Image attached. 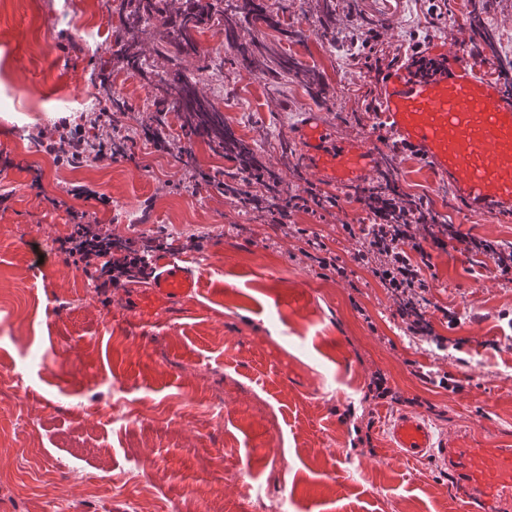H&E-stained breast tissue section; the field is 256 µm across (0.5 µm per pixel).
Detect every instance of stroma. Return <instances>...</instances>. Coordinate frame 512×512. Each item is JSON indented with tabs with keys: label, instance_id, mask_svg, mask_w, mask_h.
Wrapping results in <instances>:
<instances>
[{
	"label": "stroma",
	"instance_id": "1",
	"mask_svg": "<svg viewBox=\"0 0 512 512\" xmlns=\"http://www.w3.org/2000/svg\"><path fill=\"white\" fill-rule=\"evenodd\" d=\"M265 2L300 39L244 21L240 41L279 44L318 73V97L226 59L212 29L197 34L200 51L183 70L195 76L223 58L202 91L291 195L318 180L301 152L283 153L304 113L321 112L346 136L373 134L382 73L407 51L411 33L481 63L488 55L471 27L477 11L499 55L512 57V0H334L329 16L322 0ZM119 3L0 0V512H54L57 503L118 512L116 481L138 491L145 512H176L185 493L193 512H246L252 488L268 489L269 512H467L447 470L431 457H402L388 426L407 413L438 436L512 445V282L459 241L512 243V215L464 212L424 163L379 141L372 182L390 177L405 199L425 202L458 233L433 251L425 294V317L448 349L409 338L393 297L369 271L354 267L347 281L324 275L290 226L218 193L216 181L237 163L184 130L178 113L163 117L170 152L138 145L156 90L142 74L103 65ZM442 4L445 18L434 22ZM373 25L381 33L375 71L356 48ZM101 72L134 106L120 118L134 153L79 168L55 164L35 136L59 116L84 123L95 110L91 79ZM192 169L205 181L172 190ZM80 185L91 196L67 195ZM321 190L337 206L293 213L292 224L351 265L359 243L342 227L369 223L368 209L355 189ZM55 198L66 208H53ZM73 210L120 239L157 245L154 261L180 258L198 290L159 309L143 304L146 282L100 293L57 251ZM445 374L457 390L440 385ZM376 376L393 399L370 396ZM142 416L152 421L145 433ZM360 427L370 435L363 444ZM132 446L145 468L163 470L162 490L134 477ZM219 451L234 473L222 482L211 475ZM54 458L68 460L65 472L49 470ZM281 458L288 471L277 483Z\"/></svg>",
	"mask_w": 512,
	"mask_h": 512
}]
</instances>
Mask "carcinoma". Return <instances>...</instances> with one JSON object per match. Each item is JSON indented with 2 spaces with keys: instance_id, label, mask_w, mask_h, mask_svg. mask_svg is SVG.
Masks as SVG:
<instances>
[{
  "instance_id": "1",
  "label": "carcinoma",
  "mask_w": 512,
  "mask_h": 512,
  "mask_svg": "<svg viewBox=\"0 0 512 512\" xmlns=\"http://www.w3.org/2000/svg\"><path fill=\"white\" fill-rule=\"evenodd\" d=\"M121 11L122 27L115 34L113 60L128 70L144 74L148 72L147 53L164 58L170 67L151 71L152 83L159 92L157 105L179 112L187 129L203 133L215 148L234 156L243 174L262 166L256 150L236 137L225 122L224 114L201 93L202 78H191L183 73L182 58L199 52L195 34L207 26L216 27L224 33L227 48L233 51L239 63L249 68L271 63L274 77L291 75L299 79L310 94L318 93L320 78L316 72L302 68L272 45L264 46V54L257 56L248 44L238 41L239 22L250 16L285 38L295 35L285 20L267 12L259 0H185L174 14L167 0H121ZM147 32L152 35L148 49L139 38ZM98 94L107 104L106 111H125V103L112 97L111 85L100 83Z\"/></svg>"
}]
</instances>
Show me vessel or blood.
<instances>
[{"instance_id":"b4317fda","label":"vessel or blood","mask_w":512,"mask_h":512,"mask_svg":"<svg viewBox=\"0 0 512 512\" xmlns=\"http://www.w3.org/2000/svg\"><path fill=\"white\" fill-rule=\"evenodd\" d=\"M431 76L415 73L414 56L401 58L378 97L391 135L447 185L474 214L512 213V92L490 62L475 64L464 52L435 54ZM294 136L321 180L339 188L376 173L380 153L371 137H347L316 112ZM148 296L158 306L192 293L196 282L180 259L170 258ZM393 445L408 459L434 457L454 478L456 498L479 512H512V448H482L461 436L435 437L410 414L391 425Z\"/></svg>"}]
</instances>
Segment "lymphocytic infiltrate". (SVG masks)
I'll list each match as a JSON object with an SVG mask.
<instances>
[{"mask_svg":"<svg viewBox=\"0 0 512 512\" xmlns=\"http://www.w3.org/2000/svg\"><path fill=\"white\" fill-rule=\"evenodd\" d=\"M52 127V133L41 135L39 145L45 153L69 166L78 168L90 161L100 162L127 155L126 150H113V132H106L92 146L69 117H58ZM267 179L266 171H251L246 177L248 190L237 192L236 197L244 208L265 214L269 223H287L295 210L325 211L337 204L336 197L324 195L310 183L302 193L293 195L286 203L270 206L268 200L256 192ZM358 193L367 206L370 221L359 226L346 224L342 227L345 235L358 237L361 241L360 248L352 256L353 262L366 267L397 302L414 304L412 318L406 324L410 335H430L431 325L416 303L429 288L425 272L432 267V255L431 249H425L417 240L414 230L423 227L432 248L442 249L446 246L443 236L448 232L447 225H431L426 204L405 200L394 186L370 184L359 188ZM71 218L72 231L60 240L59 251L67 263L81 267L96 287L105 289L134 277H147L152 268L149 252L130 246L118 247L111 231L94 228L88 213L75 212Z\"/></svg>","mask_w":512,"mask_h":512,"instance_id":"1","label":"lymphocytic infiltrate"}]
</instances>
